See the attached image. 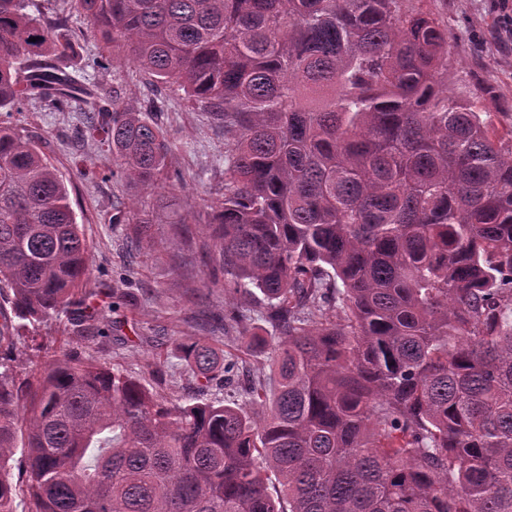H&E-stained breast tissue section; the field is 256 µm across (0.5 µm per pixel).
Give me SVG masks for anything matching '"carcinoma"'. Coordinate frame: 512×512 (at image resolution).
Returning <instances> with one entry per match:
<instances>
[{
    "label": "carcinoma",
    "mask_w": 512,
    "mask_h": 512,
    "mask_svg": "<svg viewBox=\"0 0 512 512\" xmlns=\"http://www.w3.org/2000/svg\"><path fill=\"white\" fill-rule=\"evenodd\" d=\"M72 2L224 124V325L246 337L260 309L272 383L198 341L182 356L224 397L188 404L69 350L35 346L33 377L0 356V512H512V130L448 94V26L412 0ZM77 56L66 22L0 0V112L92 95L80 136L112 177L175 186L141 115L162 102L88 91ZM87 276L63 176L1 119L0 343L77 304L99 319Z\"/></svg>",
    "instance_id": "obj_1"
}]
</instances>
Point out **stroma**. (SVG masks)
I'll return each mask as SVG.
<instances>
[{
	"mask_svg": "<svg viewBox=\"0 0 512 512\" xmlns=\"http://www.w3.org/2000/svg\"><path fill=\"white\" fill-rule=\"evenodd\" d=\"M45 13L66 15L81 56L72 76L93 86L119 84L135 102L165 101L158 113L176 145L175 165L181 185L144 192L116 183L110 176L112 153L107 146L78 139L77 131L91 111V99L64 112L29 103L14 122L40 144L62 174L76 221L89 244L88 289L109 305L112 291L130 289L135 303L120 306L106 320L76 335L66 317L50 318L34 333L37 343L68 349L131 374L178 399L197 397V381L181 357L186 341H203L219 352L242 359L251 377H264V354L248 348L224 330V267L209 226L206 206L224 182V127L207 113L192 109L181 91L156 87L151 77L128 61L97 72L84 68V58L99 55L104 43L70 0H35ZM448 27V92L487 112L500 132L512 129V32L500 22L498 0H424ZM137 200L141 209L156 210L167 202L187 216L183 229L155 224L146 248H127L123 225L113 223L117 205Z\"/></svg>",
	"mask_w": 512,
	"mask_h": 512,
	"instance_id": "stroma-1",
	"label": "stroma"
}]
</instances>
